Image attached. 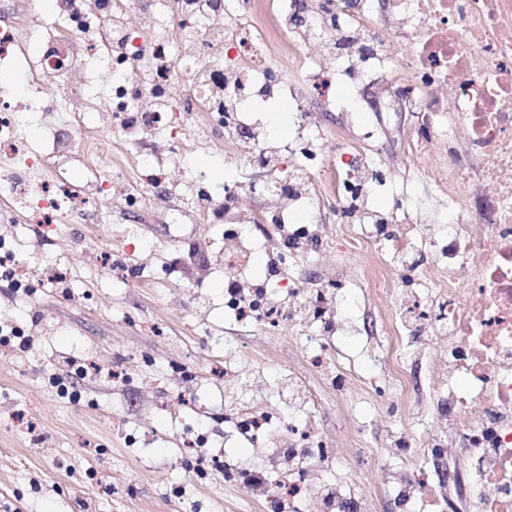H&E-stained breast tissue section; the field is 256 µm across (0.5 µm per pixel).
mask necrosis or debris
Masks as SVG:
<instances>
[{"label":"necrosis or debris","mask_w":512,"mask_h":512,"mask_svg":"<svg viewBox=\"0 0 512 512\" xmlns=\"http://www.w3.org/2000/svg\"><path fill=\"white\" fill-rule=\"evenodd\" d=\"M212 2L197 0L190 11L185 0H55L49 9L26 0L21 23L0 26V63L27 80L24 91L0 90V195L27 198L41 223L63 208L84 174L54 190L31 185L27 173L41 155L25 120L94 111L87 83L95 74L110 91L113 133L142 152L133 173L113 169L120 201L151 208L157 200L145 188L164 169L145 141L180 151L181 121L214 132L220 106L211 85L239 78L225 89L238 133L224 137V158L251 167L268 155L277 165L260 185L242 176L217 195L192 178L186 193L190 204L210 200L198 219L220 209L236 227L224 250L225 314L238 315L232 284L241 257L264 252L253 326L301 328L325 366L335 362L331 338L384 331L397 343L390 384L405 395L398 340L403 305L414 304L415 327L448 339L433 386L450 447L467 450L468 489L492 512H512V0H313L303 16V0H224L218 10ZM371 83L381 95L350 126L324 125L309 106L313 91L332 106L337 89L352 96ZM405 87L415 119L389 155L375 113ZM276 101L293 115L283 136L260 118ZM419 158L424 166L407 174L405 164ZM244 195L259 205L242 209ZM333 250L362 258L381 322L352 315L344 270L295 278L296 267ZM264 391L252 380L236 418L240 435L264 444L270 471L292 448L314 472L313 406L283 385L299 411L284 428L266 420Z\"/></svg>","instance_id":"1"}]
</instances>
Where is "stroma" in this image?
<instances>
[{"label": "stroma", "mask_w": 512, "mask_h": 512, "mask_svg": "<svg viewBox=\"0 0 512 512\" xmlns=\"http://www.w3.org/2000/svg\"><path fill=\"white\" fill-rule=\"evenodd\" d=\"M28 122L35 148L52 155L51 168L29 172L39 183L45 171L81 166L83 139L109 155L119 150L108 112L66 124L35 114ZM180 136L186 153L169 162V182L187 171L220 181L236 175L220 149L196 151L194 128ZM0 238L47 278L29 298L0 280V323L20 325L29 338L23 351L0 348V512H262L244 484L183 466L182 438L192 431L239 467L263 464L264 449L239 443L224 421L228 362L242 377L264 373L272 412L286 410L283 376L304 387L335 450L321 481L342 485L367 512H388L374 487L408 464L392 436L438 425L411 397L388 412V399L374 391L385 370L365 359V337L335 342L354 374L342 398L311 364L300 332L269 335L227 319L223 212L199 223L184 204L137 212L107 204L45 225L17 207L0 223ZM66 361L102 369L81 380L75 400L47 386Z\"/></svg>", "instance_id": "obj_1"}]
</instances>
